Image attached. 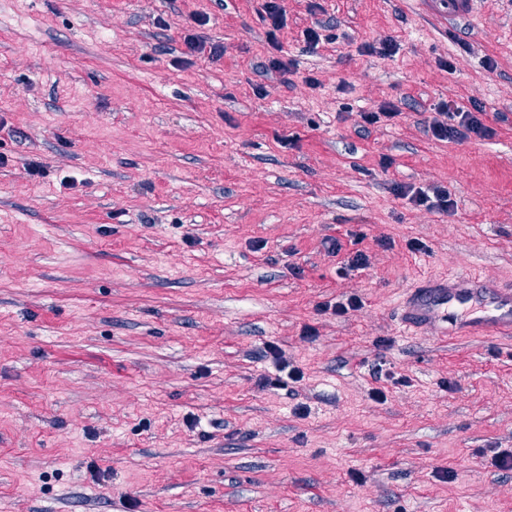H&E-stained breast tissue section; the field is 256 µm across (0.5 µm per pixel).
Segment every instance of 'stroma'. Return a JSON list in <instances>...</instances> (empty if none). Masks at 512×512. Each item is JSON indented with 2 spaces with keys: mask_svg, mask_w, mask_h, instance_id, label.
<instances>
[{
  "mask_svg": "<svg viewBox=\"0 0 512 512\" xmlns=\"http://www.w3.org/2000/svg\"><path fill=\"white\" fill-rule=\"evenodd\" d=\"M264 5L0 0V512H512V335L396 318L512 284V0ZM446 101L493 136L437 140ZM271 342L300 381L258 387ZM397 194L406 198L410 203L418 206H426L439 212L450 214L454 208V201L448 189L444 187H433L431 189L413 188L400 186ZM397 319L408 332L434 327L442 336H510L512 289L474 275L425 278L404 294Z\"/></svg>",
  "mask_w": 512,
  "mask_h": 512,
  "instance_id": "stroma-1",
  "label": "stroma"
}]
</instances>
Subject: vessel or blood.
<instances>
[{
	"label": "vessel or blood",
	"mask_w": 512,
	"mask_h": 512,
	"mask_svg": "<svg viewBox=\"0 0 512 512\" xmlns=\"http://www.w3.org/2000/svg\"><path fill=\"white\" fill-rule=\"evenodd\" d=\"M397 319L408 332L434 327L444 336H510L512 288L474 275L429 277L407 290Z\"/></svg>",
	"instance_id": "obj_1"
}]
</instances>
